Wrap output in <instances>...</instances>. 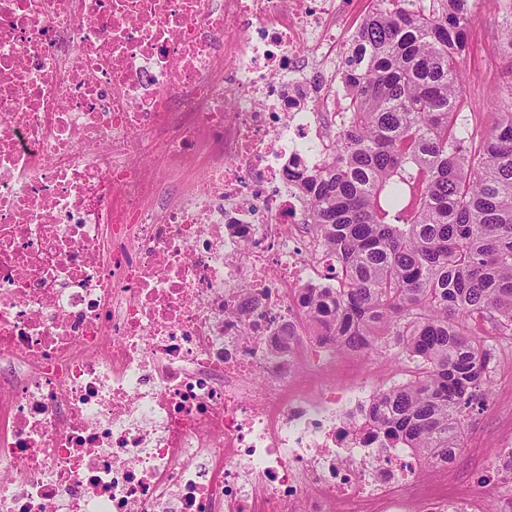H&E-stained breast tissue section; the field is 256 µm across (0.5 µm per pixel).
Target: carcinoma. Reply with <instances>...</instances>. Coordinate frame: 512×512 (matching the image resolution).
<instances>
[{"mask_svg": "<svg viewBox=\"0 0 512 512\" xmlns=\"http://www.w3.org/2000/svg\"><path fill=\"white\" fill-rule=\"evenodd\" d=\"M367 17L341 83L350 121L319 167L287 176L336 255L307 304L336 349L421 362L367 417L386 448L446 463L491 388L488 323L512 337V82L496 119L459 100L468 0H390Z\"/></svg>", "mask_w": 512, "mask_h": 512, "instance_id": "carcinoma-1", "label": "carcinoma"}]
</instances>
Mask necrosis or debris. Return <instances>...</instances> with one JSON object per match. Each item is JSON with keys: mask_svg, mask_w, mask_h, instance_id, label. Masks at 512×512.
<instances>
[{"mask_svg": "<svg viewBox=\"0 0 512 512\" xmlns=\"http://www.w3.org/2000/svg\"><path fill=\"white\" fill-rule=\"evenodd\" d=\"M356 2L0 0V512H483L305 303Z\"/></svg>", "mask_w": 512, "mask_h": 512, "instance_id": "necrosis-or-debris-1", "label": "necrosis or debris"}]
</instances>
